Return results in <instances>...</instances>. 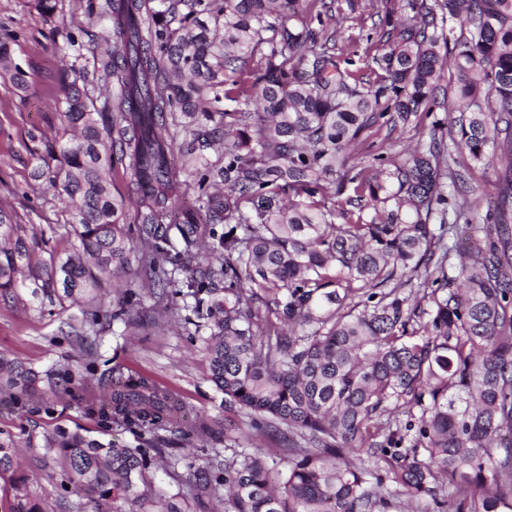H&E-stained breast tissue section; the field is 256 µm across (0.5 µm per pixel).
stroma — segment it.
<instances>
[{
    "mask_svg": "<svg viewBox=\"0 0 512 512\" xmlns=\"http://www.w3.org/2000/svg\"><path fill=\"white\" fill-rule=\"evenodd\" d=\"M380 0H334L328 33L336 41L341 60L349 61L356 74L375 80V63L388 49L378 30ZM102 24L87 13V0H57L54 16L43 15L37 0H0V36L9 35L10 56L26 74L25 87H17L10 74L0 69V213L19 225L33 244L35 262L63 260L72 255L71 216L47 179L37 177L45 144L61 145L60 107L63 81L77 75L93 76L94 53ZM71 34L75 48L61 54L56 43ZM431 128L423 116L406 125L377 123L355 146L352 165L368 167L371 150L400 160L406 150L427 141ZM29 269L17 276L14 292L0 297V357L21 361L38 372L61 375L67 369L84 372L80 397L63 391H47L41 403L21 406L0 392V430L15 441L17 470L25 478L28 494L42 498L45 512H112L108 501L69 497L61 508L56 493L59 469L46 463L43 438L59 428L87 431L100 441L118 440L130 446L147 444L140 436L118 425H105L87 412L90 403L103 404L107 385L118 375H139L181 399L185 414L161 431L159 447L178 461L176 468L159 467L150 481L154 499L180 503L178 473L186 463H203L211 449L224 456L246 450L275 457L278 467L288 461L285 440L256 435L248 418L226 410L224 396L208 380V366L198 354L187 325H155L122 320L91 322L82 303L59 304L33 295ZM89 337L91 347L79 344Z\"/></svg>",
    "mask_w": 512,
    "mask_h": 512,
    "instance_id": "35a3bbf8",
    "label": "stroma"
}]
</instances>
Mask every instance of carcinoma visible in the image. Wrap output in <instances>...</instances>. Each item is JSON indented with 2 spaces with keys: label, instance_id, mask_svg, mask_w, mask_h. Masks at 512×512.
<instances>
[{
  "label": "carcinoma",
  "instance_id": "obj_1",
  "mask_svg": "<svg viewBox=\"0 0 512 512\" xmlns=\"http://www.w3.org/2000/svg\"><path fill=\"white\" fill-rule=\"evenodd\" d=\"M381 2L385 25L398 9L421 22L398 32L367 87L340 67L325 36L329 6L88 4L120 38H103L97 58L111 112L97 121L87 88L65 87L63 116L78 135L50 152L46 174L71 212L76 255L38 267L32 294L93 303L102 282L130 275L116 320L138 313L136 289L172 288L153 322L194 325L226 408L245 410L263 435L286 427L291 442L283 470L257 453L230 460L212 449L204 464L186 465L185 502L223 495L233 512H373L394 494L417 501L448 484L469 490L448 512H512V0ZM256 57L258 74L249 68ZM0 65L25 85L2 41ZM445 78L457 103L453 131L438 134L437 121L403 161L376 154L375 175L353 172L351 148L381 119L405 124L447 110ZM179 136L183 182L170 166ZM491 144L505 161L503 188L482 217L485 237L450 278L444 236L471 223L478 206L448 194L446 179L465 181L451 168L462 154L486 165ZM111 160L130 178L132 215L104 176ZM349 185L373 210L370 221L336 223L328 196ZM18 231L0 220L10 243L0 248L5 295L32 262ZM418 271L427 310L397 292ZM37 382L22 362L0 358V388L29 401ZM391 403L419 412L407 445L380 422ZM182 412L141 376L113 382L98 410L139 434ZM45 450L58 453L67 494L122 501L128 512H149V473L166 460L162 448L64 428ZM16 471L14 441L0 432V480L9 475L12 489L0 485V512H44Z\"/></svg>",
  "mask_w": 512,
  "mask_h": 512
}]
</instances>
